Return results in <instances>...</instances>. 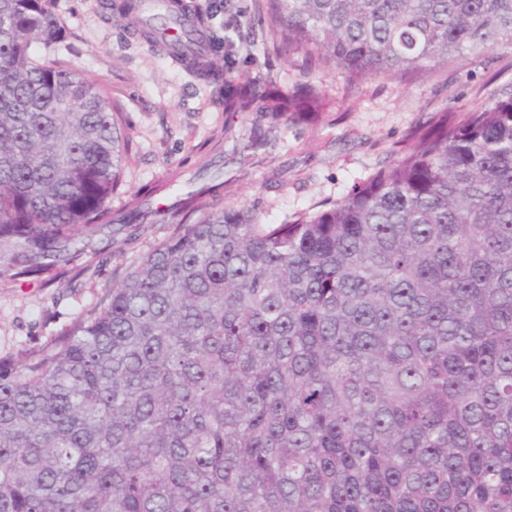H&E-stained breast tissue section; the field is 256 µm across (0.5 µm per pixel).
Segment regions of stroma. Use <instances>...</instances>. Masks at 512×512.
Here are the masks:
<instances>
[{"mask_svg":"<svg viewBox=\"0 0 512 512\" xmlns=\"http://www.w3.org/2000/svg\"><path fill=\"white\" fill-rule=\"evenodd\" d=\"M206 14L210 37L224 41L230 76L273 80L285 88L315 86L329 104L314 125H282L268 157L248 149L255 114L225 124L215 86L173 61L106 0H53L64 26L51 52L107 97L128 137L122 184L108 200L120 213L141 188L211 166L224 175L221 206L245 205L265 224L344 198L374 175L389 152L436 112L480 102L512 81V50L487 63L458 59L430 74L387 76L349 84L333 67L271 32L269 0H186ZM173 225L151 218L114 234L102 253L84 257L81 274L50 281L0 282V364L15 365L52 343L93 309Z\"/></svg>","mask_w":512,"mask_h":512,"instance_id":"obj_1","label":"stroma"}]
</instances>
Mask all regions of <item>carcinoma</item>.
I'll return each mask as SVG.
<instances>
[{
  "mask_svg": "<svg viewBox=\"0 0 512 512\" xmlns=\"http://www.w3.org/2000/svg\"><path fill=\"white\" fill-rule=\"evenodd\" d=\"M121 19L142 0H109ZM275 34L345 79L512 50V0H270ZM179 61L248 148L326 96ZM51 0H0V282L112 237L125 137L49 47ZM342 200L282 224L211 210L224 180L134 195L175 231L73 328L0 367V512H512V85L437 113Z\"/></svg>",
  "mask_w": 512,
  "mask_h": 512,
  "instance_id": "1",
  "label": "carcinoma"
}]
</instances>
